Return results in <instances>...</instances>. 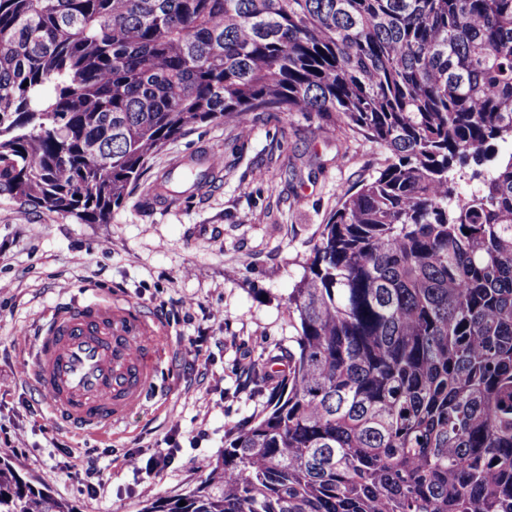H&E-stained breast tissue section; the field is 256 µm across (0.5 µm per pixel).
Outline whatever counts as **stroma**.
I'll return each instance as SVG.
<instances>
[{
  "instance_id": "35a3bbf8",
  "label": "stroma",
  "mask_w": 512,
  "mask_h": 512,
  "mask_svg": "<svg viewBox=\"0 0 512 512\" xmlns=\"http://www.w3.org/2000/svg\"><path fill=\"white\" fill-rule=\"evenodd\" d=\"M202 152L221 162L216 183L196 191L173 180L156 206L148 187ZM390 157L316 115L262 112L193 126L104 224L1 196L0 458L70 512H142L194 488L220 465L225 438L267 404L249 372L296 335L288 295L340 192ZM104 295L158 321L161 393L109 435L82 437L52 419L48 393L27 379V353L56 307ZM172 438V463L153 467Z\"/></svg>"
}]
</instances>
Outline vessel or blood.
Segmentation results:
<instances>
[{
  "mask_svg": "<svg viewBox=\"0 0 512 512\" xmlns=\"http://www.w3.org/2000/svg\"><path fill=\"white\" fill-rule=\"evenodd\" d=\"M160 342L156 323L130 303L75 300L35 336L28 374L49 392L60 426L101 437L158 396Z\"/></svg>",
  "mask_w": 512,
  "mask_h": 512,
  "instance_id": "b4317fda",
  "label": "vessel or blood"
}]
</instances>
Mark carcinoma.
Listing matches in <instances>:
<instances>
[{"label":"carcinoma","mask_w":512,"mask_h":512,"mask_svg":"<svg viewBox=\"0 0 512 512\" xmlns=\"http://www.w3.org/2000/svg\"><path fill=\"white\" fill-rule=\"evenodd\" d=\"M3 99L0 196L84 224L208 121L313 112L391 153L288 295L268 410L142 512H512V0H0ZM0 512L69 510L0 461Z\"/></svg>","instance_id":"1"}]
</instances>
